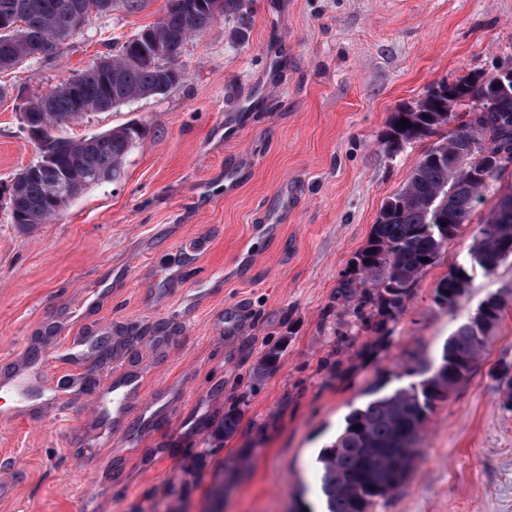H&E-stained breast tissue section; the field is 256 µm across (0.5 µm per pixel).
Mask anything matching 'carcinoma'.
Masks as SVG:
<instances>
[{
    "mask_svg": "<svg viewBox=\"0 0 512 512\" xmlns=\"http://www.w3.org/2000/svg\"><path fill=\"white\" fill-rule=\"evenodd\" d=\"M73 0H0V18L16 25L0 32V70L28 58L30 47L40 44L46 58L61 59L78 31L68 4ZM107 12L135 13L148 0H107ZM189 11H167L160 21L142 28L146 38L112 46L89 68L75 72L46 93L25 97L19 108L27 128L37 136L41 153H52L51 165L22 180L12 181L9 205L14 223L27 228L60 215L73 201L67 193L51 192L60 169L69 166L84 179L83 188L114 181L124 171L125 158L140 137L134 126L114 128L94 141L62 136L67 124L89 112H106L124 103L153 97L179 85L186 71L178 58L189 39L203 33L216 17L235 9L239 0H194ZM35 12L39 24L29 26L26 16ZM478 89H466L452 98L436 95L417 109L392 114L386 135L399 142L426 138L446 129L457 118L453 107ZM408 125H402V120ZM484 155L491 165L462 169V157ZM512 163V93L496 96L487 112L468 113L410 170L402 189L381 206L365 245L354 255L357 275L341 291L356 301L357 312L370 308L384 331L401 314L425 269L431 266L461 229L480 202L491 180ZM470 256L481 257L482 269L494 272L512 257V191L497 202L483 225ZM468 276L467 267L449 272L435 289L442 306L457 302L454 280ZM504 303L497 301L488 320L480 325L467 320L444 342L435 362L415 361L401 373H384L369 392V399L345 418L341 432L318 455L319 496L322 509L306 506L304 512H370L391 497L408 479L419 454V441L429 415L465 382L481 359L484 346L497 328ZM280 351L271 348L254 369L260 381L277 368ZM240 411L224 412V437L233 436Z\"/></svg>",
    "mask_w": 512,
    "mask_h": 512,
    "instance_id": "cac0c4a2",
    "label": "carcinoma"
}]
</instances>
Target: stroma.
<instances>
[{"mask_svg":"<svg viewBox=\"0 0 512 512\" xmlns=\"http://www.w3.org/2000/svg\"><path fill=\"white\" fill-rule=\"evenodd\" d=\"M91 17L60 60L25 61L0 85L49 88L89 67L107 42L132 36L166 11ZM187 73L162 95L69 124L80 139L124 125L142 135L121 179L91 186L55 219L14 224L3 187L39 153L13 100L0 101V368L37 358L39 384L0 390V415L43 403L60 370L37 339L96 292L94 352L80 367L89 387L63 414L0 424V512H287L296 494L315 503L321 450L382 372L435 359L488 296L504 316L478 366L430 415L408 481L372 512H512V411L502 368L512 369V258L472 275L454 307L435 288L469 250L512 166L494 179L470 221L419 278L402 314L378 337L338 290L382 203L398 192L433 138L389 150L394 112L429 88L512 65V0H241L184 46ZM275 224V236L254 235ZM208 238L206 252L186 247ZM251 311L224 335V315ZM278 367L250 375L269 348ZM140 365L142 394L181 384L170 421L126 434L135 450L110 456L112 422L98 386ZM241 420L223 434L224 413Z\"/></svg>","mask_w":512,"mask_h":512,"instance_id":"obj_1","label":"stroma"}]
</instances>
